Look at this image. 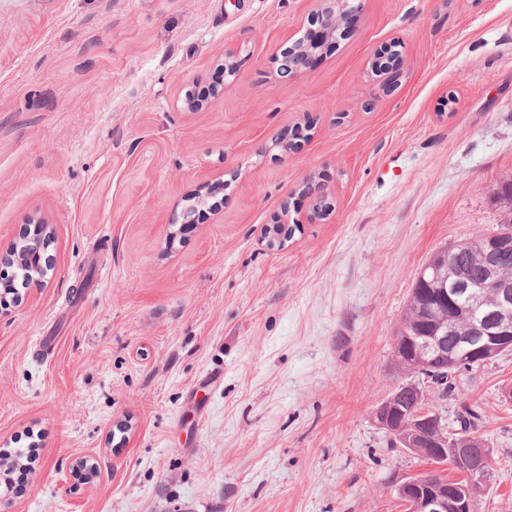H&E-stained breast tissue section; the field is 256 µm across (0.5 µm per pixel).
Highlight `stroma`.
I'll return each mask as SVG.
<instances>
[{"mask_svg": "<svg viewBox=\"0 0 512 512\" xmlns=\"http://www.w3.org/2000/svg\"><path fill=\"white\" fill-rule=\"evenodd\" d=\"M361 4L284 77L316 0H0V259L39 218L53 259L0 313V453L35 454L0 512H401L390 481L431 465L373 410L419 270L503 219L512 0ZM395 42L387 86L370 64ZM311 173L334 211L268 250ZM455 385L425 393L481 410L474 512H512V351ZM220 94L215 86L194 85L187 91L185 105L190 110H201L211 104Z\"/></svg>", "mask_w": 512, "mask_h": 512, "instance_id": "stroma-1", "label": "stroma"}]
</instances>
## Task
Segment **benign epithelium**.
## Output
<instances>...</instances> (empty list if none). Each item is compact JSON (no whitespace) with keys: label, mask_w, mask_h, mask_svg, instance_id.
Returning <instances> with one entry per match:
<instances>
[{"label":"benign epithelium","mask_w":512,"mask_h":512,"mask_svg":"<svg viewBox=\"0 0 512 512\" xmlns=\"http://www.w3.org/2000/svg\"><path fill=\"white\" fill-rule=\"evenodd\" d=\"M356 0H319L311 30L313 40L300 39L283 52L281 72L291 74L296 67L290 63L298 53H305L307 62L314 61L322 51L335 43L336 35L351 28L358 15ZM398 52L387 46L374 54L371 70L388 75L396 67ZM220 94L215 86H193L187 91L185 105L201 110ZM479 260L484 270L483 281L472 282L459 270L425 269L419 278L434 285L426 305L415 293L410 302V318L421 324H437L430 336H398L395 339V367L402 371L403 381L373 411L377 425L385 431L396 447L429 459L440 456L451 459L461 469L468 483L448 485L422 474L403 478L391 486L403 512H473L472 488L485 483L491 453L485 443L474 435H463L448 442V422L431 407L424 383L437 369H455L465 364H485L499 354L512 350V274L505 271L501 253L508 242L500 233L481 234ZM455 324L457 338L448 343L444 327ZM411 390L420 408L407 416L399 404V394Z\"/></svg>","instance_id":"benign-epithelium-1"}]
</instances>
